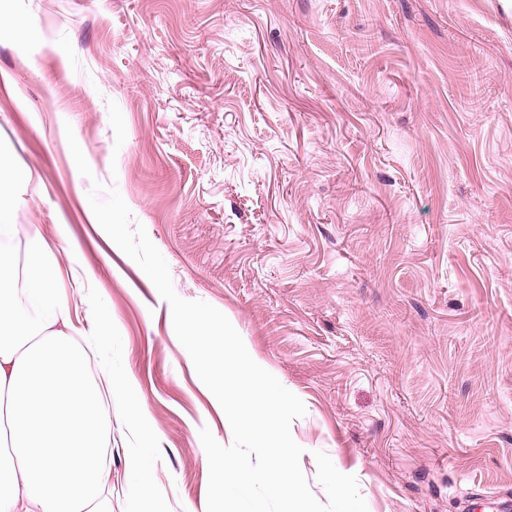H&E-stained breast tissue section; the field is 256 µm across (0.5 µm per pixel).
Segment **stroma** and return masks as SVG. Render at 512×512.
<instances>
[{"label":"stroma","instance_id":"obj_1","mask_svg":"<svg viewBox=\"0 0 512 512\" xmlns=\"http://www.w3.org/2000/svg\"><path fill=\"white\" fill-rule=\"evenodd\" d=\"M0 166L132 394L109 512H206L232 432L96 181L302 400L318 500L320 451L368 512H512V0H0Z\"/></svg>","mask_w":512,"mask_h":512}]
</instances>
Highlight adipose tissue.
<instances>
[{"label": "adipose tissue", "mask_w": 512, "mask_h": 512, "mask_svg": "<svg viewBox=\"0 0 512 512\" xmlns=\"http://www.w3.org/2000/svg\"><path fill=\"white\" fill-rule=\"evenodd\" d=\"M0 234L26 244L24 275L0 261V512H104L112 402L93 374L112 366L78 343L39 228L0 221ZM25 298L49 303V321H33Z\"/></svg>", "instance_id": "1"}]
</instances>
